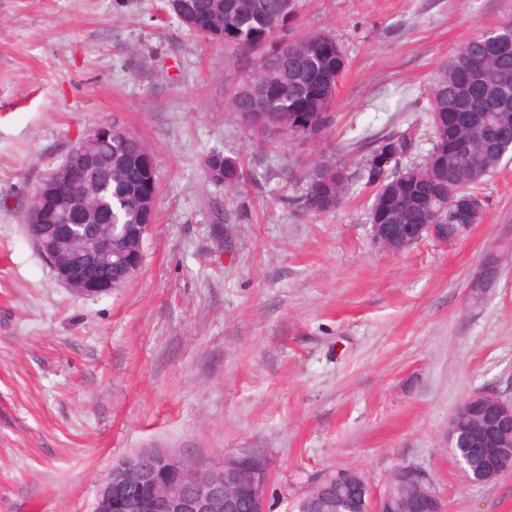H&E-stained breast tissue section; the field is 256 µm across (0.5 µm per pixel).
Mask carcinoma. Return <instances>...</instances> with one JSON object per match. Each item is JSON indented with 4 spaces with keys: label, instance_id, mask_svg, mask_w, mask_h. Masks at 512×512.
<instances>
[{
    "label": "carcinoma",
    "instance_id": "carcinoma-1",
    "mask_svg": "<svg viewBox=\"0 0 512 512\" xmlns=\"http://www.w3.org/2000/svg\"><path fill=\"white\" fill-rule=\"evenodd\" d=\"M282 0H168V7L189 31L222 43L233 60L249 53L254 41L275 25L288 27L294 16L280 17ZM285 48L238 75L227 94L235 119L265 142L317 141L334 124L330 112L335 87L346 67L345 53L329 34L280 39ZM425 119L432 128L421 163L390 170L381 159L395 147L404 158L417 152L415 127L355 141L349 158L317 164L301 177L296 210L319 215L339 207L361 188L384 194L379 217L385 224H446L448 239L459 221L447 193L458 187L478 207L476 185L494 172L512 151V37L478 35L464 43L434 77ZM96 182L89 187L95 219L120 224L139 222L154 203L158 186L152 173L135 175L146 148L119 124L112 139L95 145ZM206 176L216 186L236 187L245 178L240 164L219 152L205 158ZM336 491L350 503L362 502L364 484L344 473Z\"/></svg>",
    "mask_w": 512,
    "mask_h": 512
}]
</instances>
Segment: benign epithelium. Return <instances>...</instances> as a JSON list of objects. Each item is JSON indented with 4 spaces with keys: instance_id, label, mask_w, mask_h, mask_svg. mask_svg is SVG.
<instances>
[{
    "instance_id": "1",
    "label": "benign epithelium",
    "mask_w": 512,
    "mask_h": 512,
    "mask_svg": "<svg viewBox=\"0 0 512 512\" xmlns=\"http://www.w3.org/2000/svg\"><path fill=\"white\" fill-rule=\"evenodd\" d=\"M101 138H112V123L103 122L78 139L63 162L29 195L25 223L30 237L53 268L58 280L78 297H98L119 288L106 275L112 266L123 268L125 280L142 266V247L151 220L124 224L119 234L101 224L68 222L71 209H89L87 190L88 149ZM448 204L458 208L463 225L473 210L460 192L448 193ZM377 244L402 251L428 238L448 244L446 224H375ZM498 459L483 480L512 472V401L476 391L453 413L448 423V444L459 443ZM401 474L419 493L411 512H445V505L430 477L408 467ZM271 470L256 454L224 458L212 465L180 456L166 448H149L112 467L99 487L94 512H270Z\"/></svg>"
}]
</instances>
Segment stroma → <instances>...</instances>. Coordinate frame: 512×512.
<instances>
[{
  "label": "stroma",
  "mask_w": 512,
  "mask_h": 512,
  "mask_svg": "<svg viewBox=\"0 0 512 512\" xmlns=\"http://www.w3.org/2000/svg\"><path fill=\"white\" fill-rule=\"evenodd\" d=\"M288 39L332 35L347 67L317 142H260L224 108L230 52L163 0H0V512H93L115 458L210 464L260 453L271 512L355 471L383 490L425 469L447 512H512V473L473 483L448 419L512 397V159L479 184L481 223L448 246L380 248L361 195L304 216L286 173L420 122L442 63L512 20V0H299ZM117 121L153 156L158 199L124 287L77 298L26 234L30 192ZM219 152L248 173L208 182ZM497 280L473 300L482 260Z\"/></svg>",
  "instance_id": "obj_1"
}]
</instances>
